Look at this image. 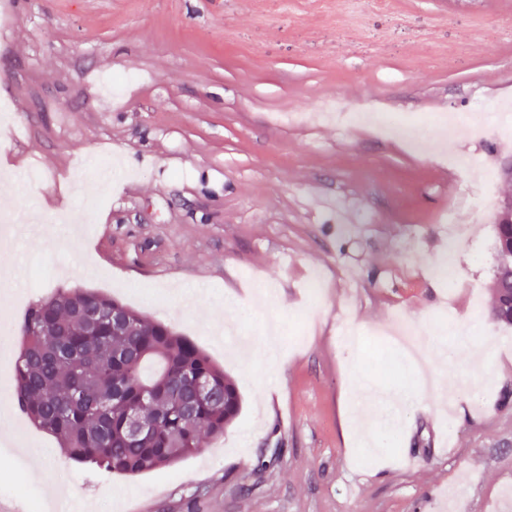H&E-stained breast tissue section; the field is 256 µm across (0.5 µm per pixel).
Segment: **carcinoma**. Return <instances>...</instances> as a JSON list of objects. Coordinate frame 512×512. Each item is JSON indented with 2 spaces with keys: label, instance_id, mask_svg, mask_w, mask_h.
<instances>
[{
  "label": "carcinoma",
  "instance_id": "obj_1",
  "mask_svg": "<svg viewBox=\"0 0 512 512\" xmlns=\"http://www.w3.org/2000/svg\"><path fill=\"white\" fill-rule=\"evenodd\" d=\"M502 261L491 315L512 323V223L496 227ZM129 322L112 329V310ZM15 364L19 406L60 440L69 457L136 475L197 454L240 409L235 384L191 340L166 324L89 289H61L27 310ZM206 384L215 398L190 414L182 404ZM139 410L146 430L128 434Z\"/></svg>",
  "mask_w": 512,
  "mask_h": 512
}]
</instances>
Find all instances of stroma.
<instances>
[{
	"label": "stroma",
	"mask_w": 512,
	"mask_h": 512,
	"mask_svg": "<svg viewBox=\"0 0 512 512\" xmlns=\"http://www.w3.org/2000/svg\"><path fill=\"white\" fill-rule=\"evenodd\" d=\"M0 168L36 223L0 247L18 355L28 308L91 289L165 322L236 384L241 409L194 456L136 476L71 460L19 407L0 435V506L62 480L86 512H512V326L488 312L512 138L419 147L306 120L340 101L396 114L512 105V0H0ZM476 160L453 168L447 151ZM491 184H484V172ZM468 233L451 240L449 225ZM449 262L456 287L437 274ZM321 276L325 295L306 285ZM432 379L468 384L445 420L376 363L399 320ZM360 371L404 395L371 462L342 413ZM44 456L30 461V439ZM267 459L258 469L259 459Z\"/></svg>",
	"instance_id": "35a3bbf8"
}]
</instances>
